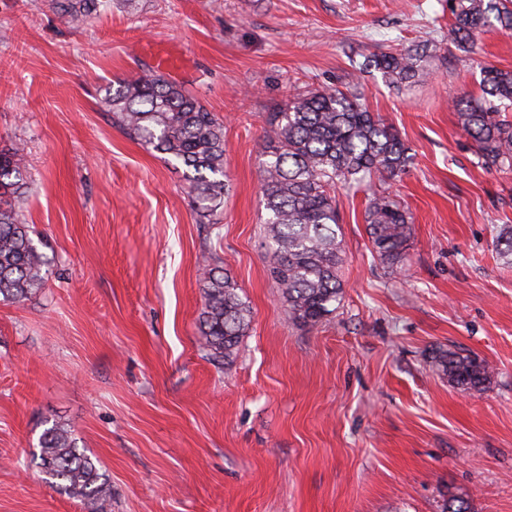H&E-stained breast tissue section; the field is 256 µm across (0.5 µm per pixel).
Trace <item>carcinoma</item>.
I'll list each match as a JSON object with an SVG mask.
<instances>
[{
    "label": "carcinoma",
    "mask_w": 512,
    "mask_h": 512,
    "mask_svg": "<svg viewBox=\"0 0 512 512\" xmlns=\"http://www.w3.org/2000/svg\"><path fill=\"white\" fill-rule=\"evenodd\" d=\"M68 21H92L103 0H56ZM512 32V0H457L449 39L465 52L486 26ZM443 50L438 42L421 51L389 49L362 63L391 84L424 76L421 58ZM481 100L454 101L462 128L473 139L486 168L512 166V71L482 65ZM129 136L183 167V177L199 216L220 223L224 204V118L202 104L183 85L159 72L116 81L101 100ZM265 157L261 193L270 273L281 290L288 319L314 329L336 312L343 291L344 254L339 240L335 188L361 187L391 180L411 163L399 133L369 111L351 90L298 91L272 113L264 128ZM24 148L0 149V301L21 303L41 288L49 262L38 249L32 227L21 223L9 199L26 187ZM366 233L380 265H403L412 234L410 216L386 191H374L365 210ZM503 263L512 266V225L503 224L493 240ZM205 305L199 319L201 345L212 358L234 355L251 322V311L236 281L218 266L203 270ZM431 363L448 382L465 392L485 390L490 367L475 356L438 347ZM46 482L86 500L92 512H112V486L94 461L77 448L70 430L46 428L36 454ZM446 512H473L468 495L453 494Z\"/></svg>",
    "instance_id": "obj_1"
}]
</instances>
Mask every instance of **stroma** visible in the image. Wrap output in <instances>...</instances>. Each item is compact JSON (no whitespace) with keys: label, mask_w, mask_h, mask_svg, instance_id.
<instances>
[{"label":"stroma","mask_w":512,"mask_h":512,"mask_svg":"<svg viewBox=\"0 0 512 512\" xmlns=\"http://www.w3.org/2000/svg\"><path fill=\"white\" fill-rule=\"evenodd\" d=\"M450 0H104L86 26L54 0H0V148L27 151L23 223L43 288L0 302V512H90L35 455L64 423L112 484V512H512V169H486L452 101L480 64L512 70L495 27L396 87L352 61L448 36ZM180 47L182 85L224 115L223 221L200 223L181 171L129 137L101 100ZM354 86L412 163L373 183L412 217L402 270L373 259L368 192L337 187L345 260L334 314L289 321L269 271L263 129L295 89ZM371 189V190H372ZM227 269L252 321L231 359L198 336L204 260ZM484 360L466 393L428 362ZM494 250L504 264L512 267V225L502 224L493 240Z\"/></svg>","instance_id":"stroma-1"}]
</instances>
